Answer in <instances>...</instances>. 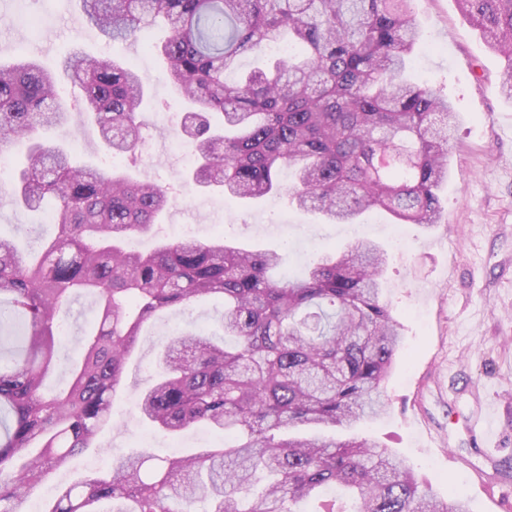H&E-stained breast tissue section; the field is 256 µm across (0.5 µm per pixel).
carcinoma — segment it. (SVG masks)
<instances>
[{
	"mask_svg": "<svg viewBox=\"0 0 512 512\" xmlns=\"http://www.w3.org/2000/svg\"><path fill=\"white\" fill-rule=\"evenodd\" d=\"M88 23L112 41L137 39L159 20L164 62L183 97L181 133L196 157L186 183L238 199L283 190L329 224L380 209L408 224H436L457 122L448 99L410 82L420 32L411 0H80ZM505 59L512 99V0H457ZM294 54L234 82L240 58L280 37ZM85 115L114 155L143 143L139 72L118 59L69 54ZM71 107L56 76L34 59L0 64V148L27 145V164L0 185V202L52 205L56 236L35 256L0 238V512H20L52 471L95 445L141 336L161 313L200 297L222 301V336L170 337L162 373L142 392L143 420L172 435L201 426L224 442L189 455L133 450L58 488L40 512H468L373 439L338 441L385 410L382 389L400 349L381 299L387 254L372 240L314 260L301 278L275 279V251L220 235L170 242L154 233L171 198L149 179L80 165L46 133ZM149 234L148 253L125 241ZM93 297L84 355L65 389L55 370L70 305Z\"/></svg>",
	"mask_w": 512,
	"mask_h": 512,
	"instance_id": "obj_1",
	"label": "carcinoma"
}]
</instances>
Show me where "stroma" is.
Returning <instances> with one entry per match:
<instances>
[{
	"instance_id": "obj_1",
	"label": "stroma",
	"mask_w": 512,
	"mask_h": 512,
	"mask_svg": "<svg viewBox=\"0 0 512 512\" xmlns=\"http://www.w3.org/2000/svg\"><path fill=\"white\" fill-rule=\"evenodd\" d=\"M410 7L422 43L409 75L447 97L458 124L438 223L406 225L409 246L402 249L390 215L368 211L359 218L387 252L382 299L400 325L402 347L384 385L386 413L361 422L356 432L385 444L434 494L454 493L469 512H504L498 494L512 490V478L503 475L512 466V137L505 134L512 100L500 89L502 57L457 0H411ZM75 49L93 60L120 59L147 76L140 114L146 143L142 161L129 173L168 188L173 201L161 218L163 230L192 224L202 238L221 232L252 250L285 249L292 275L322 253L354 242L350 225L324 223L318 213L292 206L287 195L236 200L185 184L188 167L174 146L173 124L185 105L144 43L109 41L86 24L78 0H54L47 10L42 0H0L1 63L28 54L58 70L62 57ZM60 142L76 144L80 162H111L96 126L80 114L72 115ZM19 230L35 244L56 232L45 213L1 208L0 237L12 238ZM222 313L221 302L204 299L190 311L166 312L149 329L126 366L111 428L94 448L53 472L38 500L52 499L59 486L107 469L133 450L188 455L219 442V434L204 427L174 438L162 434L140 420L136 400L157 370V345L190 328L219 330ZM91 319V297L72 303L60 336L63 362L80 356L82 331ZM487 403L498 407L499 416L497 472L486 491L467 467L475 454L465 424Z\"/></svg>"
}]
</instances>
